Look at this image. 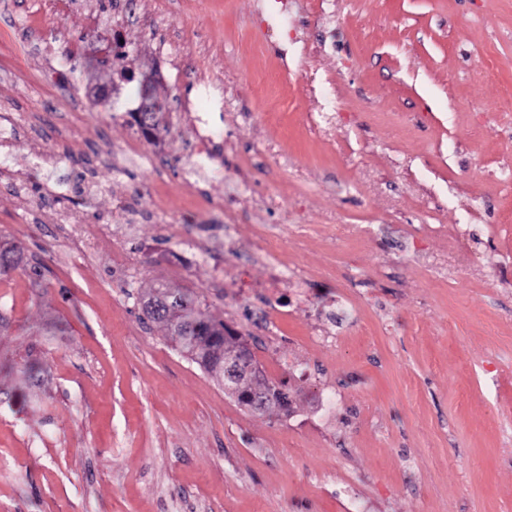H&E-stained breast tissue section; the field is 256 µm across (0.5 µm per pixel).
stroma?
I'll use <instances>...</instances> for the list:
<instances>
[{"label":"stroma","mask_w":512,"mask_h":512,"mask_svg":"<svg viewBox=\"0 0 512 512\" xmlns=\"http://www.w3.org/2000/svg\"><path fill=\"white\" fill-rule=\"evenodd\" d=\"M115 4L0 0V512H512V0ZM145 69L155 142L110 104ZM206 84L217 169L190 185ZM133 142L157 167L117 173ZM158 285L248 338L289 413L142 321ZM261 382H263L262 384L265 386L268 393L272 395L274 401L268 404L263 410L258 411V413L265 414L274 410L282 411L285 414L288 413V382L282 380L279 383H273L268 381L263 374L261 376V381H258V384H261ZM283 403L286 405L284 406Z\"/></svg>","instance_id":"obj_1"}]
</instances>
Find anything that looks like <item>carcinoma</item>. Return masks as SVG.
I'll list each match as a JSON object with an SVG mask.
<instances>
[{
	"mask_svg": "<svg viewBox=\"0 0 512 512\" xmlns=\"http://www.w3.org/2000/svg\"><path fill=\"white\" fill-rule=\"evenodd\" d=\"M22 249L16 245L0 246V275L23 264ZM144 316L162 325L168 335L177 337L179 351L196 363L218 383L225 380V359L234 355L241 341V334L232 331L222 321L213 319L198 297L180 289L151 288L141 293ZM261 382L274 401L261 413L274 410L288 412V382L278 383L261 378ZM231 395L237 402L254 412L253 382L241 379L233 384Z\"/></svg>",
	"mask_w": 512,
	"mask_h": 512,
	"instance_id": "obj_1",
	"label": "carcinoma"
}]
</instances>
